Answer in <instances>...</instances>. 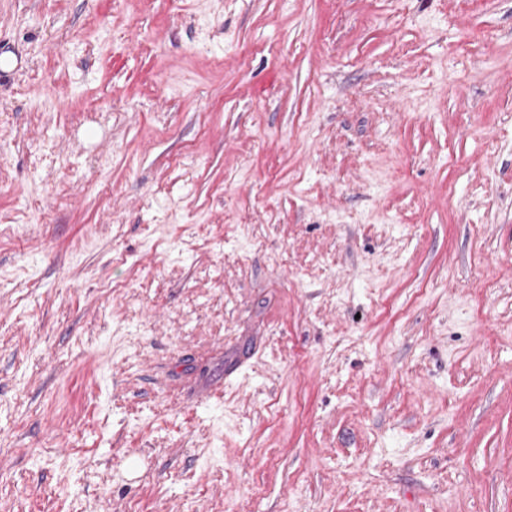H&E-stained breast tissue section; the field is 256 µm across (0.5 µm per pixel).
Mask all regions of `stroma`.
I'll use <instances>...</instances> for the list:
<instances>
[{
    "mask_svg": "<svg viewBox=\"0 0 512 512\" xmlns=\"http://www.w3.org/2000/svg\"><path fill=\"white\" fill-rule=\"evenodd\" d=\"M0 45V512H512V0Z\"/></svg>",
    "mask_w": 512,
    "mask_h": 512,
    "instance_id": "obj_1",
    "label": "stroma"
}]
</instances>
